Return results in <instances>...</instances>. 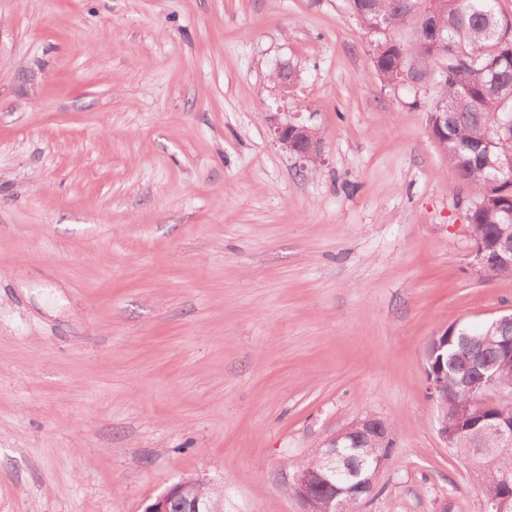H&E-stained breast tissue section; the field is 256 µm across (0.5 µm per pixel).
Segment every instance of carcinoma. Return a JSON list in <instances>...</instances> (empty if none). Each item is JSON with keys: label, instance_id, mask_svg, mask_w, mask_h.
I'll list each match as a JSON object with an SVG mask.
<instances>
[{"label": "carcinoma", "instance_id": "carcinoma-1", "mask_svg": "<svg viewBox=\"0 0 512 512\" xmlns=\"http://www.w3.org/2000/svg\"><path fill=\"white\" fill-rule=\"evenodd\" d=\"M498 0H350L363 29L373 37L374 76L387 87L419 85L437 89L428 114L448 125L438 138L457 178L474 194L468 223L476 244L488 249L512 238V19ZM487 324H461L448 340V430L465 437L454 444L466 457H481L489 443L482 428L512 418V404L472 394L457 384V370L480 358L494 359L512 345V325L487 339ZM340 452L366 476L379 456H389L365 438L344 440ZM318 476L311 512H326L336 482L322 479L321 453L312 454ZM484 499L512 495V473L491 477L474 470Z\"/></svg>", "mask_w": 512, "mask_h": 512}]
</instances>
